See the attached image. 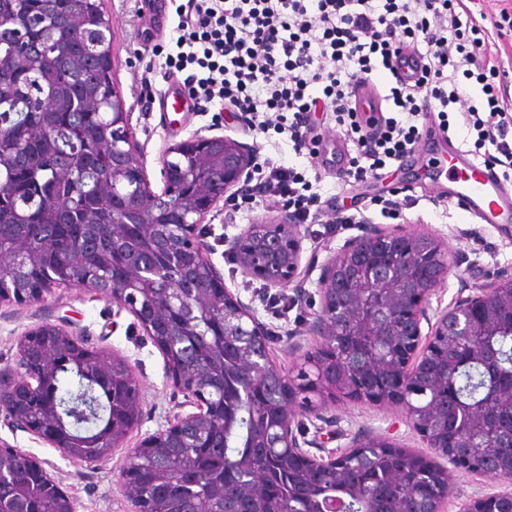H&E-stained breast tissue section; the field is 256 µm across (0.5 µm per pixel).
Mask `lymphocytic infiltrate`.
Here are the masks:
<instances>
[{
    "instance_id": "1",
    "label": "lymphocytic infiltrate",
    "mask_w": 512,
    "mask_h": 512,
    "mask_svg": "<svg viewBox=\"0 0 512 512\" xmlns=\"http://www.w3.org/2000/svg\"><path fill=\"white\" fill-rule=\"evenodd\" d=\"M175 14L177 53L166 58V72L181 76L201 108L228 104L260 117L261 127L287 125L299 149L311 112L335 113L375 171L411 149L419 113L439 107L438 128L448 131L447 109L472 77L485 103L462 116L476 148L494 146L501 167L512 170V96L495 83L504 61L464 0H181ZM408 57L415 66L405 73ZM380 67L397 75L386 92L371 79ZM315 85L322 98L311 97ZM387 102L398 117H382ZM302 181L279 166L262 183L271 200L287 198L301 222L321 204L319 194L299 192Z\"/></svg>"
}]
</instances>
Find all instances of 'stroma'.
<instances>
[{
	"label": "stroma",
	"mask_w": 512,
	"mask_h": 512,
	"mask_svg": "<svg viewBox=\"0 0 512 512\" xmlns=\"http://www.w3.org/2000/svg\"><path fill=\"white\" fill-rule=\"evenodd\" d=\"M158 0H104L112 31V80L120 92L128 124L136 139L140 159L153 189L162 186V159L174 143L199 134L228 136L253 147L263 170L276 166L300 172L310 191L321 197L316 218L302 223L304 261L308 274L302 293L291 288H271L264 281L245 275L228 250L227 242L244 225L276 219L287 211V202L268 205L258 196L240 209L225 206L211 212L203 226L212 248L211 258L224 276V284L242 302L252 305L267 327L272 362L288 376H296L303 355L313 352L318 340L307 333L321 305L318 288L320 268L333 250L353 236L362 224H380L443 240L459 264L444 288L430 299V312L451 305L459 290L493 282L500 273L512 272V234L494 224H485L462 210L451 196L460 174V157H472L476 133L449 114V132L438 128L436 112L418 116L419 139L414 150L401 160L387 163L377 174L352 177L358 152L345 135L346 128L330 112L310 116L314 149L295 150L288 133L260 130L239 112L219 110L159 113L156 97L166 88L163 64L176 54L177 17L174 4H166L165 22L157 20ZM151 70L152 86L144 88L139 78ZM405 195L396 211L382 213L384 201ZM287 308H280V300ZM49 322L81 337L86 346L125 358L139 380L142 416L127 437L135 445L144 437L165 429L179 413L182 401L166 376L162 354L129 312L119 309L110 297L87 288H54L44 303L17 307L0 306V370L13 365L17 344L28 330ZM357 433L391 435L405 447L426 453L422 438L387 408L354 401H340L316 408L298 419L300 439L308 441L316 455L341 453ZM0 441L36 458L73 498L76 512H131L132 506L119 487L124 466L122 452L88 463L66 457L59 449L22 431L12 430L0 413ZM452 491L444 512H459L463 500L507 491V484L460 470H452Z\"/></svg>",
	"instance_id": "obj_1"
}]
</instances>
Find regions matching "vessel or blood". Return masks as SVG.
Instances as JSON below:
<instances>
[{
    "instance_id": "b4317fda",
    "label": "vessel or blood",
    "mask_w": 512,
    "mask_h": 512,
    "mask_svg": "<svg viewBox=\"0 0 512 512\" xmlns=\"http://www.w3.org/2000/svg\"><path fill=\"white\" fill-rule=\"evenodd\" d=\"M187 98L177 83H170L158 97V109L175 112L185 108ZM468 175L459 179L454 198L460 207L480 212L485 221L498 224L512 215V203L500 194V182L493 167L468 163Z\"/></svg>"
}]
</instances>
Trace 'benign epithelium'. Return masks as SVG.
Segmentation results:
<instances>
[{
    "instance_id": "7a95c632",
    "label": "benign epithelium",
    "mask_w": 512,
    "mask_h": 512,
    "mask_svg": "<svg viewBox=\"0 0 512 512\" xmlns=\"http://www.w3.org/2000/svg\"><path fill=\"white\" fill-rule=\"evenodd\" d=\"M99 111L112 113V129L105 130L103 144L112 147L116 159L112 166L111 251L93 255L82 244H72L58 255L56 279L22 287L18 276L21 270L38 263L42 247L24 240L0 242V304H41L53 288L72 283V272L85 271L87 275L78 281L80 287L109 295L113 303L137 319L162 353L172 387L184 395L185 405L193 411L177 414L165 429L131 448L125 446V439L139 424L142 406L135 369L126 359L114 354L98 361L94 367L96 378L88 390L75 396L84 409L97 412L100 388L112 382L116 364H121L132 379L133 390L120 434L111 437L87 462L123 451L125 467L120 489L134 512H145L141 495L136 493L145 457L164 456L170 443L184 437L190 428L204 435L211 425H226L231 419V413L223 409L224 376L211 386L197 384L173 344L171 316L186 308L202 316L215 309L222 311L224 335L236 337L230 345L244 354L233 364L238 392L249 390L265 369L276 374L280 418L274 425L273 440L263 444L272 454L298 459L308 469L324 474L355 466L364 448L381 449L382 460L399 453L406 463L425 462L443 485V493L425 498L424 489L417 485L418 477L405 467L400 472L401 493L394 512H442L451 483L448 471L433 461L435 456L448 458L460 470L512 485V465L496 459L492 449L476 451L466 439L451 448L441 442L448 418L442 415L437 392L431 386L434 376L448 371L449 338L478 335V313L490 320L500 308L512 309V274L469 290L468 295L458 296L450 306L431 316L430 299L445 286L454 267L448 247L430 235L368 224L321 266V307L308 333L317 337L327 359L308 354L300 367L306 381L287 378L273 364L267 350L254 352L246 348L253 338L266 343L265 328L254 309L224 286L202 230L207 216L220 203L234 197L240 185L250 178L253 148L223 136L194 135L174 144L163 157V186L156 192L129 131L123 101L111 82L104 85ZM228 245L246 275L271 287H299L303 236L300 225L288 215L281 216L275 224H247ZM146 254L158 256L152 264V275L171 282L163 293L144 287ZM112 265L121 267V276L110 277ZM352 336L384 338L393 353L379 362L357 357L349 348ZM85 352L79 337L50 323H43L22 337L16 365L0 371V410L13 429L32 434L54 448L67 447L62 426L72 401L62 394H48V388L62 367L82 364ZM313 395L322 404L353 400L391 409L423 438L431 455H421L390 436L373 433L351 438L338 455L309 453L295 427L298 412L313 406ZM1 454L14 457L15 463L8 479L9 492L0 493V512H44L49 498L56 501V512H76L73 499L36 459L3 442ZM155 483L164 484L171 499H182L195 487L193 482L169 477ZM357 499L364 503V512H379L369 498L343 486L319 502L320 512H355L349 504ZM493 500L511 502L512 491L469 499L461 503L459 512H486ZM237 512L281 510L276 501L259 491L251 494L246 506Z\"/></svg>"
}]
</instances>
